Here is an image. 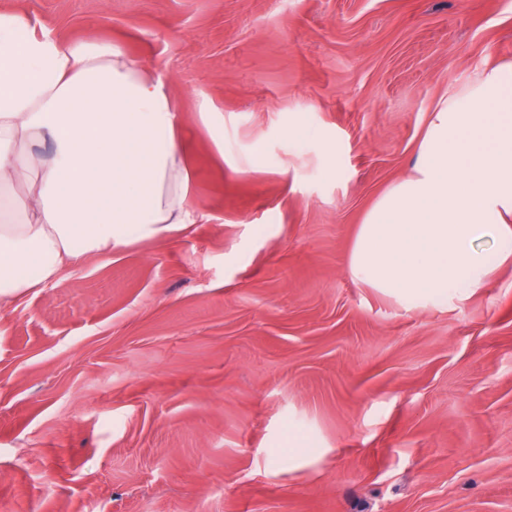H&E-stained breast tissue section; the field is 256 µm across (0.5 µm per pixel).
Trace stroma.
<instances>
[{
    "mask_svg": "<svg viewBox=\"0 0 512 512\" xmlns=\"http://www.w3.org/2000/svg\"><path fill=\"white\" fill-rule=\"evenodd\" d=\"M172 84L204 216L0 310V512H512V264L408 310L364 212L512 0H0Z\"/></svg>",
    "mask_w": 512,
    "mask_h": 512,
    "instance_id": "35a3bbf8",
    "label": "stroma"
}]
</instances>
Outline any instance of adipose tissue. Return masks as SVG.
I'll list each match as a JSON object with an SVG mask.
<instances>
[{"label":"adipose tissue","mask_w":512,"mask_h":512,"mask_svg":"<svg viewBox=\"0 0 512 512\" xmlns=\"http://www.w3.org/2000/svg\"><path fill=\"white\" fill-rule=\"evenodd\" d=\"M180 112L163 76L121 45H69L0 12V309L88 254L200 222ZM511 259L508 63L436 101L409 174L365 211L348 273L414 309Z\"/></svg>","instance_id":"obj_1"}]
</instances>
